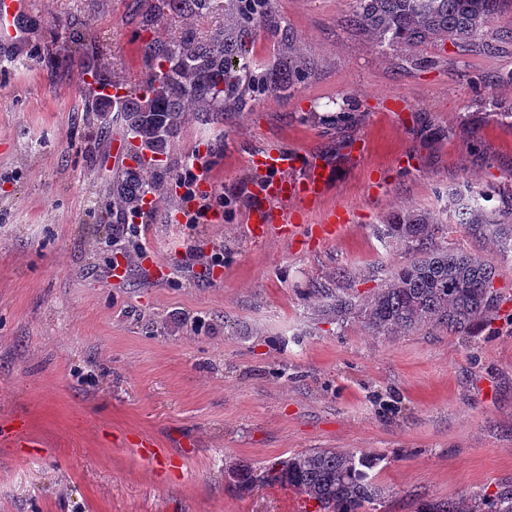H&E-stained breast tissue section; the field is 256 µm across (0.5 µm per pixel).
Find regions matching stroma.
<instances>
[{"instance_id":"stroma-1","label":"stroma","mask_w":512,"mask_h":512,"mask_svg":"<svg viewBox=\"0 0 512 512\" xmlns=\"http://www.w3.org/2000/svg\"><path fill=\"white\" fill-rule=\"evenodd\" d=\"M32 2L21 59L0 63V512H319L292 488L224 479L226 463L260 472L317 448L379 456L366 512L512 485V256L458 221L491 186L490 208L512 210V43L498 38L512 14L482 47H381L350 26L351 0H276L311 70L243 111L187 118L160 172L195 156L232 205L172 224L195 204L161 192L141 231L157 268L112 207L125 125L101 126L82 70L58 60L89 45L113 80L140 83L146 42L210 38L225 0L193 18L154 15L155 0ZM267 141L335 159L324 205L350 215L340 239L250 237L239 186ZM400 209L495 265L490 328L374 336L319 312L311 285L364 297L408 260L380 233Z\"/></svg>"}]
</instances>
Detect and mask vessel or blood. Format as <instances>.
Listing matches in <instances>:
<instances>
[{
    "label": "vessel or blood",
    "mask_w": 512,
    "mask_h": 512,
    "mask_svg": "<svg viewBox=\"0 0 512 512\" xmlns=\"http://www.w3.org/2000/svg\"><path fill=\"white\" fill-rule=\"evenodd\" d=\"M32 0H0V57H14L26 38L23 19ZM335 178L330 161L283 142L259 145L249 156V175L240 186L253 238L299 240L317 235L325 241L344 234V210L322 207ZM316 209L318 221H302L303 207Z\"/></svg>",
    "instance_id": "1"
}]
</instances>
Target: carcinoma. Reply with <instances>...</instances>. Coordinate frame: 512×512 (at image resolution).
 Masks as SVG:
<instances>
[{
	"label": "carcinoma",
	"instance_id": "carcinoma-1",
	"mask_svg": "<svg viewBox=\"0 0 512 512\" xmlns=\"http://www.w3.org/2000/svg\"><path fill=\"white\" fill-rule=\"evenodd\" d=\"M213 0H159L158 11L196 15L210 9ZM512 10V0H355L352 22L369 40L379 43L405 41L422 45L451 41L471 45L502 14ZM262 27L274 38L278 61L259 67L244 48L245 37ZM147 77L129 87V95H101L91 111L102 117L118 112L130 138L139 141L136 154L165 153L177 137L189 111L211 115L240 112L249 101L288 90L287 78L304 76L296 44L282 33L275 19L273 0H226L224 32L197 41L187 33L166 43L142 47ZM95 75L99 86L111 85L95 52L81 61ZM159 187V178H145L129 170L112 185L115 208L126 217H137L140 199ZM494 190L473 198L460 223L475 234L490 231L504 246L512 247V220L499 218L484 205ZM437 218L421 210L396 211L385 217L383 235L406 247L411 254L393 269L384 286L361 302L343 293L327 305L336 320L354 319L373 334L395 336L424 326L445 328L459 336L491 324L499 304L494 287L495 266L461 248L438 244ZM380 458L356 455L334 448L293 454L263 471L264 481L296 489L317 502L321 512H364L380 493L371 476ZM240 491L252 488L256 476L247 463L225 467ZM418 512H512V489L493 497L424 502Z\"/></svg>",
	"mask_w": 512,
	"mask_h": 512
}]
</instances>
